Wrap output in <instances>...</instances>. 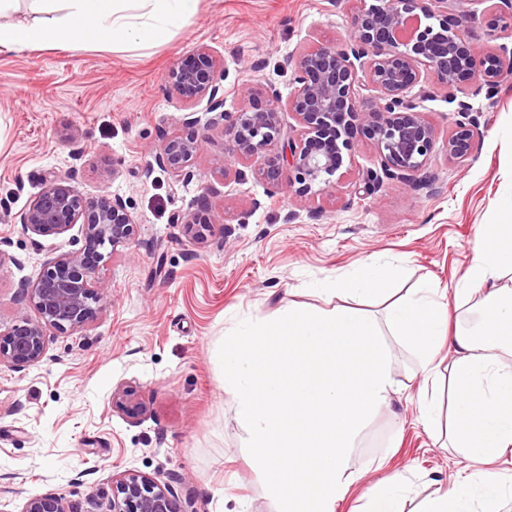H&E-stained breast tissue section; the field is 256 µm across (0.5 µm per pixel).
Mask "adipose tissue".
Here are the masks:
<instances>
[{
  "label": "adipose tissue",
  "mask_w": 512,
  "mask_h": 512,
  "mask_svg": "<svg viewBox=\"0 0 512 512\" xmlns=\"http://www.w3.org/2000/svg\"><path fill=\"white\" fill-rule=\"evenodd\" d=\"M17 0H0V52L27 48L53 49L61 44L85 45L97 40L121 54L133 46L167 38L173 27L191 19L199 0H32L42 18L33 23L11 20ZM512 272V225L492 224L462 278L439 300L428 286L414 298H400L386 311V322L398 340L421 358L423 385L416 395L426 428L440 424L434 388L440 367H447L454 389L450 422L453 447L462 449L467 465L450 478L445 491L422 501L418 512H496L512 496V479L490 476L487 468L512 453V287L504 285ZM401 268L383 271L370 262L334 283L331 295L385 294L401 277ZM484 304L489 320L478 327L448 329L449 304ZM449 350L450 363L439 354ZM405 472L370 484L359 512H402Z\"/></svg>",
  "instance_id": "1"
}]
</instances>
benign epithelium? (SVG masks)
<instances>
[{"mask_svg":"<svg viewBox=\"0 0 512 512\" xmlns=\"http://www.w3.org/2000/svg\"><path fill=\"white\" fill-rule=\"evenodd\" d=\"M512 0L489 6L491 30L512 31ZM353 34L336 44L320 45L292 58L293 90L288 111L296 125L281 123L283 108L277 98L250 104L236 112L224 110V87L216 77V60L206 48L199 50L201 66L178 65L167 76L183 109L206 103L215 113L213 123L224 122L228 151L236 160L258 167L261 176L303 198L328 184L343 164L341 141L361 130L376 146L380 170H370L366 184L379 189L384 181H397L416 190H433L425 169L434 153L437 131L426 113L418 110L412 90L433 78L448 90L459 119L448 133V157L467 160L473 147V105L460 82L474 78L478 90L493 98L512 79V50L483 51L470 41L466 19L448 13V0H361L352 13ZM375 91V104L360 99L361 82ZM193 118L182 129L164 136L154 154L155 163L176 177L189 176L188 167L202 149L191 130ZM280 154L270 155L273 147ZM208 195L200 198L199 216L184 222L187 236L202 238L207 226ZM81 224L88 249L62 255L35 283L21 289L22 299L37 312L0 333V365L20 369L39 364L46 355V329L77 331L92 323L109 302L110 292L95 278L105 245L115 249L135 235L136 223L119 196L103 195L84 201L57 179L34 198L21 218L22 230L36 236L59 235ZM22 512H67L56 494L30 498ZM110 512H186L180 501L156 481L128 472L112 483Z\"/></svg>","mask_w":512,"mask_h":512,"instance_id":"1","label":"benign epithelium"}]
</instances>
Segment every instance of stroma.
Segmentation results:
<instances>
[{"mask_svg":"<svg viewBox=\"0 0 512 512\" xmlns=\"http://www.w3.org/2000/svg\"><path fill=\"white\" fill-rule=\"evenodd\" d=\"M349 0H201L197 14L165 40L115 56L106 49L0 52V331L36 317L21 297L65 253L84 248L80 227L58 236L24 233L20 216L47 182L68 179L87 201L122 197L137 224L128 244L105 252L96 272L112 294L84 329H47L41 363L0 367V501L10 512L40 494L64 497L71 512H107L112 481L126 472L167 486L193 512H271L261 475L246 460L243 430L215 357L240 321H265L288 303L329 309L316 294L370 261L403 269V292L431 281L451 288L487 224H511L512 80L495 101L466 84L476 111L472 155L449 159L457 114L427 81L419 98L438 130L428 171L435 191L400 183L366 193L377 168L372 141L354 137L325 191L309 198L273 187L225 149L223 124L199 116L203 149L191 175L155 167L164 134L184 111L167 82L175 66L205 46L223 60L224 108L234 112L251 88L259 99L292 91L288 60L352 32ZM485 0H448L467 15L474 44L495 51L512 39L490 35ZM83 157L71 158L74 148ZM209 195L203 242L182 221ZM395 388L388 407L361 432L349 464L367 480L406 471L405 512L448 487L464 464L429 433L416 404L420 359L396 341ZM132 388L142 410L112 405Z\"/></svg>","mask_w":512,"mask_h":512,"instance_id":"1","label":"stroma"}]
</instances>
